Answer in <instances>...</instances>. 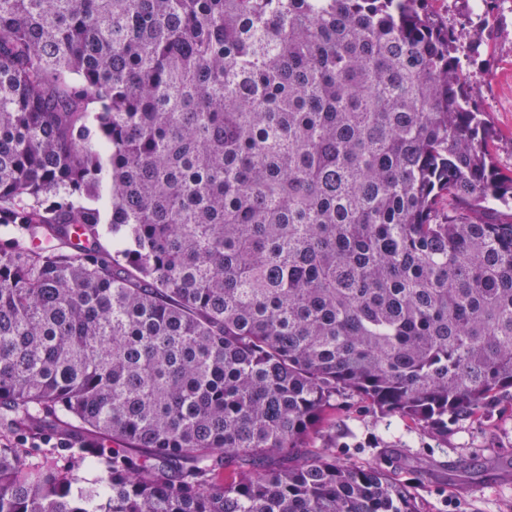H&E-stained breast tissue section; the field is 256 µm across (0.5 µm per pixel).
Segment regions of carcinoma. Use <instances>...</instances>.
I'll return each instance as SVG.
<instances>
[{"label": "carcinoma", "mask_w": 512, "mask_h": 512, "mask_svg": "<svg viewBox=\"0 0 512 512\" xmlns=\"http://www.w3.org/2000/svg\"><path fill=\"white\" fill-rule=\"evenodd\" d=\"M425 2L0 0V512H420L342 403H512V172Z\"/></svg>", "instance_id": "cac0c4a2"}]
</instances>
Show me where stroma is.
Here are the masks:
<instances>
[{
    "instance_id": "1",
    "label": "stroma",
    "mask_w": 512,
    "mask_h": 512,
    "mask_svg": "<svg viewBox=\"0 0 512 512\" xmlns=\"http://www.w3.org/2000/svg\"><path fill=\"white\" fill-rule=\"evenodd\" d=\"M472 0H433L431 8L452 25L480 29L495 43L476 58L468 80L473 96L490 113L498 139L493 152L502 169H512V41L499 37L493 21L478 23ZM391 417L376 423L360 403L341 412L336 428L337 459L394 470L422 512H512V408L494 409L481 423L452 426L447 439L424 432L403 437Z\"/></svg>"
}]
</instances>
